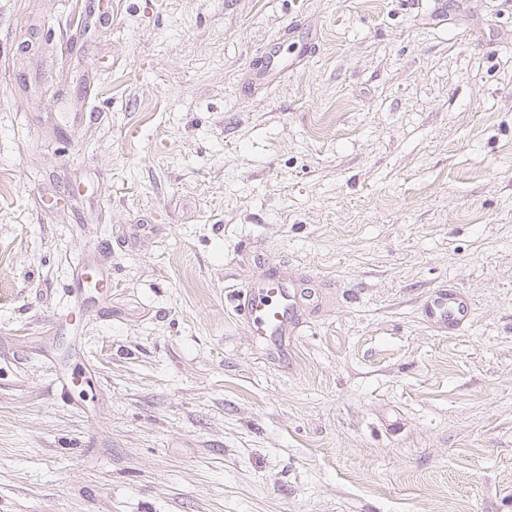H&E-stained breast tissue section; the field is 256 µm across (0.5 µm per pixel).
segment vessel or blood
Wrapping results in <instances>:
<instances>
[{"label": "vessel or blood", "mask_w": 512, "mask_h": 512, "mask_svg": "<svg viewBox=\"0 0 512 512\" xmlns=\"http://www.w3.org/2000/svg\"><path fill=\"white\" fill-rule=\"evenodd\" d=\"M295 291L287 281L268 275L251 287L240 290L235 311L240 320L266 346L270 355L284 356L292 334ZM425 314L443 330L452 331L469 316L462 294L448 288L434 291L424 302Z\"/></svg>", "instance_id": "b4317fda"}]
</instances>
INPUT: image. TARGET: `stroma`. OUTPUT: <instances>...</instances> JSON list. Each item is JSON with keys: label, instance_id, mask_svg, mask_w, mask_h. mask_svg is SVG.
I'll list each match as a JSON object with an SVG mask.
<instances>
[{"label": "stroma", "instance_id": "stroma-1", "mask_svg": "<svg viewBox=\"0 0 512 512\" xmlns=\"http://www.w3.org/2000/svg\"><path fill=\"white\" fill-rule=\"evenodd\" d=\"M0 182V512H512V0H0ZM294 297L295 289L272 273L251 288L238 291V317L274 357L281 358L288 351L295 317ZM451 288L434 291L423 304L425 314L446 332L462 325L470 312L462 294Z\"/></svg>", "mask_w": 512, "mask_h": 512}]
</instances>
